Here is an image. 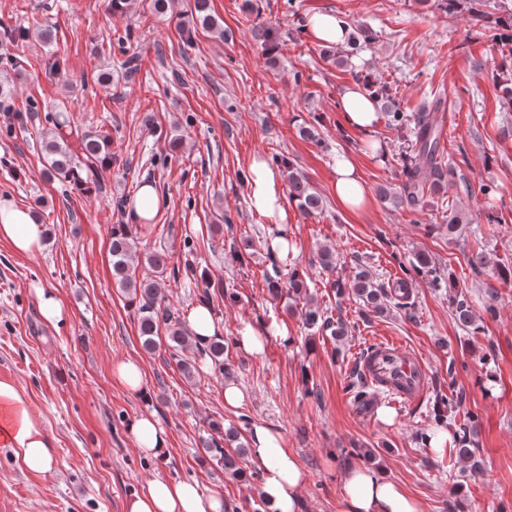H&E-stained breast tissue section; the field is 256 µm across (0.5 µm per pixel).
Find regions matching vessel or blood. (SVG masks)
I'll return each instance as SVG.
<instances>
[{
    "mask_svg": "<svg viewBox=\"0 0 512 512\" xmlns=\"http://www.w3.org/2000/svg\"><path fill=\"white\" fill-rule=\"evenodd\" d=\"M361 368L369 381L402 405L417 403L429 388L430 373L422 359L395 341L378 343Z\"/></svg>",
    "mask_w": 512,
    "mask_h": 512,
    "instance_id": "1",
    "label": "vessel or blood"
}]
</instances>
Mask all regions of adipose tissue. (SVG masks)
<instances>
[{
    "label": "adipose tissue",
    "instance_id": "obj_1",
    "mask_svg": "<svg viewBox=\"0 0 512 512\" xmlns=\"http://www.w3.org/2000/svg\"><path fill=\"white\" fill-rule=\"evenodd\" d=\"M337 109L347 126L371 134L378 123L371 95L358 84L341 92ZM334 190L337 200L348 210L362 209L367 190L356 165L340 155L335 163ZM249 203L260 214L275 217L276 234L271 240L275 255L288 250V213L283 205L282 179L264 160H253L248 175ZM0 239L8 241L22 254L41 250L44 228L27 209L16 207L10 199L0 198ZM141 454L163 460L169 437L154 415L142 414L128 424ZM251 457L263 473L261 494L268 512H297L300 494L308 476L297 458L284 447L283 437L265 425L254 426L249 434ZM0 444L12 448L21 466L37 474L52 468V442L41 424L32 416L18 389L0 382ZM223 496L203 493L187 481L155 480L146 488L132 492L124 512H224ZM336 512H421L416 499L386 475L359 465L342 478V493Z\"/></svg>",
    "mask_w": 512,
    "mask_h": 512
}]
</instances>
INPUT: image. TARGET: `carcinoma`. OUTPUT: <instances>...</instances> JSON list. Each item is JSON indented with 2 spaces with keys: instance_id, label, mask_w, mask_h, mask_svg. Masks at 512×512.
Segmentation results:
<instances>
[{
  "instance_id": "carcinoma-1",
  "label": "carcinoma",
  "mask_w": 512,
  "mask_h": 512,
  "mask_svg": "<svg viewBox=\"0 0 512 512\" xmlns=\"http://www.w3.org/2000/svg\"><path fill=\"white\" fill-rule=\"evenodd\" d=\"M485 5L493 7V12H483L488 19L492 46L501 57L495 70L501 72L498 86L502 91V104L512 109V77L508 69H512V8L506 6V0H484ZM193 24L204 30L224 36V27L211 13L210 0H194ZM363 85L374 98L380 111L384 112L387 122L394 126H410L413 134L411 143L412 156L406 158L402 165L400 184L396 188L382 189V197L396 208H403L413 213L423 210L428 197L443 192L456 177L457 169L465 159L458 161L444 160L441 143L442 129L437 125L434 113L441 108V101L433 100L419 112L405 114L395 104V93L392 85L380 79L362 78ZM52 128L42 140L43 164L41 177L47 181H57L62 185L83 190L86 186H98L103 178V169L112 165L111 141L103 132L83 131L79 126L71 124L62 111L45 115ZM289 199L294 201L305 216H316L322 213L325 200L312 187L308 179L293 166H288L286 175ZM137 230L131 224H116L112 227L110 253L112 257V275L117 287L136 307L138 332L142 347L147 351L155 350L166 338V345L171 350V357L184 378L193 380L198 374L197 361L182 358L180 353L192 345L188 330L180 321L178 312L171 310L166 304V284L161 276L139 278L134 268L136 250L135 239ZM472 269L496 279L512 278V267L494 261L489 255L480 251L469 258ZM411 266L415 274L405 273L404 276L391 282L386 287L377 283L372 274L363 265L357 264L352 274L338 278L332 283L338 295H351L371 308L377 314H384L394 307L412 316L415 302L412 300V288L416 277L421 276L435 287H441L443 277L437 274L436 265L431 256L425 252L415 253ZM270 295L278 297L284 293L293 302L303 301V320L307 328L314 332L326 333L331 339L342 338L348 332L346 323L340 318L323 311L308 296L303 274L293 269L288 278L281 277V270L273 267L264 274ZM448 289L453 291L449 296L454 317L465 330H477L476 315L468 297L455 289L453 276H448ZM199 357L208 360L216 367L224 378L234 376L232 364L224 360V339L217 337L206 347L198 349ZM353 401L362 407L372 404V389L362 374H356L353 382L347 386ZM477 422L475 417L460 424L453 433L458 457L477 468L478 462L472 461L471 446L475 445L474 436ZM209 428L219 434L218 438L202 439V451L199 461L214 462L224 469V473L234 478L244 477L239 460L249 451L248 441L243 430L237 426H224L217 421L209 423Z\"/></svg>"
}]
</instances>
